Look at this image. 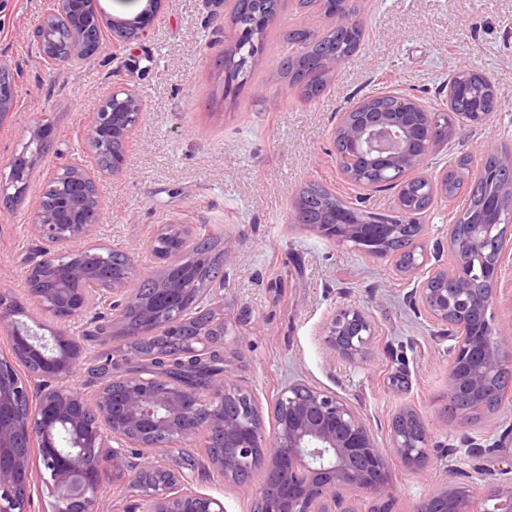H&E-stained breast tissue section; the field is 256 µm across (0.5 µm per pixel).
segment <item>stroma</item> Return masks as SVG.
<instances>
[{"instance_id":"1","label":"stroma","mask_w":512,"mask_h":512,"mask_svg":"<svg viewBox=\"0 0 512 512\" xmlns=\"http://www.w3.org/2000/svg\"><path fill=\"white\" fill-rule=\"evenodd\" d=\"M358 3L367 20L360 49L331 70L320 96L304 103L280 70L291 52L288 30L307 24L298 0H280L251 76L233 99L224 92L226 0H166L153 34L120 47L102 40L77 66L46 65L32 36L54 0H0V60L17 76L14 109L0 122V180L38 123H50L53 141L21 202L0 213V285L22 293L25 261L40 246L30 230L36 201L57 166L96 170L82 136L116 84L135 85L143 120L126 169L97 180L103 216L95 243L127 254L135 274L151 278L162 264L150 244L166 225L203 228L220 242L239 239L223 261V288L212 292L224 307L225 379L252 397L267 430L274 399L295 380L353 403L385 448L394 416L416 410L429 430L431 463H390L391 512H414L447 483L449 448L490 434L512 439V397L483 418L456 422L448 410V342L410 304L414 274L393 258L365 255L295 223L294 202L313 184L356 196L331 152L341 112L386 90L443 110L448 80L464 65L492 77L502 107L486 123L461 125L422 175L436 176L463 157L476 172L491 145L512 155V0ZM460 209V200L439 197L420 218V244L443 247L448 264V226ZM346 305L364 308L376 328L362 363L330 357L324 342L326 322ZM205 457L201 439L193 438L164 460L189 470L194 486L223 500L226 512H253L262 476L233 483L204 466Z\"/></svg>"}]
</instances>
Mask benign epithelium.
Listing matches in <instances>:
<instances>
[{"label": "benign epithelium", "mask_w": 512, "mask_h": 512, "mask_svg": "<svg viewBox=\"0 0 512 512\" xmlns=\"http://www.w3.org/2000/svg\"><path fill=\"white\" fill-rule=\"evenodd\" d=\"M164 0H145L143 9L131 18L109 16L91 0L98 31H106L116 44L148 35L150 20ZM350 0H336L328 12H313L312 23L330 22L335 28L352 31L362 27L350 18L345 7ZM84 0H55L36 32L41 55L51 53L66 41L68 54L82 61L94 50L86 40V26H71L80 19ZM14 84L0 65V120L12 109ZM394 99L392 111H362L358 104L341 113L332 139L345 137L363 157L385 159L383 150L396 151L401 164L399 180L418 169L440 145L454 134L439 139L429 136L425 150L415 156L399 151L401 132L424 106L400 92L383 93ZM142 104L134 86L112 90L84 140L95 152L112 143L127 145L141 120ZM50 128L39 125L29 143L36 144L23 169L10 163V184L15 192L27 187L39 149L51 145ZM64 182L59 205L48 209L38 204L31 229L42 247L25 262L27 299L53 313L65 326L45 336L20 323L16 316L24 304L10 288L0 289V332L11 342V353L0 357V512H26L27 491L35 474L26 449L39 448L42 460L51 467L42 481L55 490L54 512H71L74 498L65 493L75 479L86 478L79 498L84 512H101L100 469L112 472V483L124 484L147 506V512H224V503L190 486L181 472L166 468L161 457L184 441L201 437L208 448L212 467L235 481L242 475L261 473L265 481L257 500V512H390L394 498L389 463L424 468L430 464L425 424L412 409L400 411L391 429V446L382 448L357 407L336 394L301 381L284 386L272 403L274 428L264 434L260 412L252 398L222 379H214L208 395L173 385L156 377L130 373L109 378L89 397L76 388L71 378L82 360L84 334L75 324L96 302L116 300L123 311L134 310L141 328L164 345L201 351L210 331L224 332V314L217 307L188 304L174 276L175 261L193 243L184 226L168 227L160 233L167 245L151 246L155 256L166 262L148 294L131 268L108 270L102 257L86 241L94 235L101 219V203L95 178L71 164L57 167L51 183ZM317 231L336 242L385 239L384 252L399 237L397 224L318 225ZM477 235L466 242L450 243L456 255L453 268L430 262L427 254L408 266L417 275L412 289L415 303L426 317L448 327V402L459 419L487 415L512 391V341L497 335L492 307L500 288L498 271L512 256V242L496 241L494 265L483 271L486 287L481 292L462 284L474 276L467 254L479 249L481 236H500L498 224H479ZM210 313L206 330L186 338V313ZM325 343L332 356L352 362L364 360L375 339V327L366 311L346 305L335 312L324 328ZM101 449V467L92 466L81 448ZM141 451L142 463L134 469L128 449ZM508 453L498 439L487 445L467 448L464 454L476 463L466 478L487 485L476 501L469 485L452 480L423 498L415 512H512V484L491 481Z\"/></svg>", "instance_id": "7a95c632"}]
</instances>
